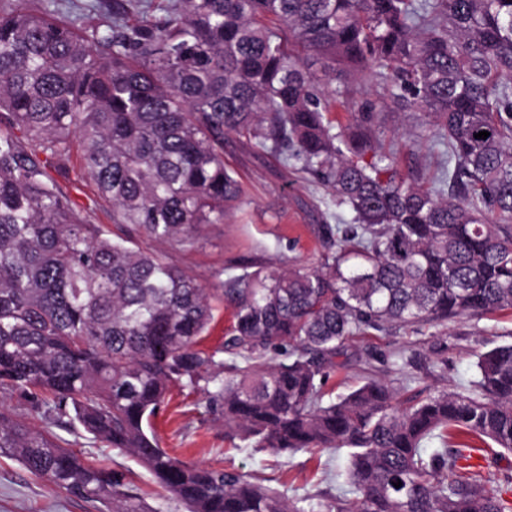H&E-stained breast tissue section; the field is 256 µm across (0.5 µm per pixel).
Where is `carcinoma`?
Here are the masks:
<instances>
[{
	"mask_svg": "<svg viewBox=\"0 0 512 512\" xmlns=\"http://www.w3.org/2000/svg\"><path fill=\"white\" fill-rule=\"evenodd\" d=\"M129 2L137 22L91 27L0 3V390L129 453L184 512L314 508L162 448L155 419L176 384L216 385L224 436L249 447L348 449L355 500L326 512H512V477L489 488L462 449L424 448L455 429L512 453V344L478 357L468 394L400 407L366 377L324 402L354 336L512 311V0ZM308 58L426 118L445 156L433 187L397 174L374 106L330 118L351 111L348 90ZM227 133L311 174L351 215L317 225V266L205 288L171 253L91 223L51 174L79 152L112 224L182 251L242 195ZM215 297L232 321L210 350ZM278 344L288 361L274 364ZM0 453L95 512H146L121 477L2 410Z\"/></svg>",
	"mask_w": 512,
	"mask_h": 512,
	"instance_id": "carcinoma-1",
	"label": "carcinoma"
}]
</instances>
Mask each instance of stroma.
I'll list each match as a JSON object with an SVG mask.
<instances>
[{
  "instance_id": "obj_1",
  "label": "stroma",
  "mask_w": 512,
  "mask_h": 512,
  "mask_svg": "<svg viewBox=\"0 0 512 512\" xmlns=\"http://www.w3.org/2000/svg\"><path fill=\"white\" fill-rule=\"evenodd\" d=\"M377 110L383 142L400 143V172L415 183H428L437 151L420 136V113L389 102L378 104ZM224 163L241 181L243 201L229 221L204 227L194 248L179 255L180 267L204 287L218 288L247 268H284L292 261L316 263L322 250L316 227L337 221L326 188L308 174L285 166L279 157L251 148L233 133L224 137ZM79 169V162H71L69 173L58 174V182L78 204H92L93 223H110L111 203L99 198L92 181L78 178ZM510 343L512 314L507 312L372 330L345 342L340 369L329 373L326 397L334 400L348 393L369 373L394 383L404 406L448 388L463 392L476 378L479 355ZM441 359L447 360V367H438ZM208 400L204 391L172 387L171 399L156 421L162 448L186 461L234 467L263 479L288 498L305 497L316 505L330 503L346 490V453L315 450L275 456L239 441L229 442L220 410L209 406ZM55 433L66 449L81 454L87 462L128 476L151 512H178V504L133 457L96 441L76 422L56 428ZM0 512L94 510L31 476L16 459L0 454Z\"/></svg>"
}]
</instances>
